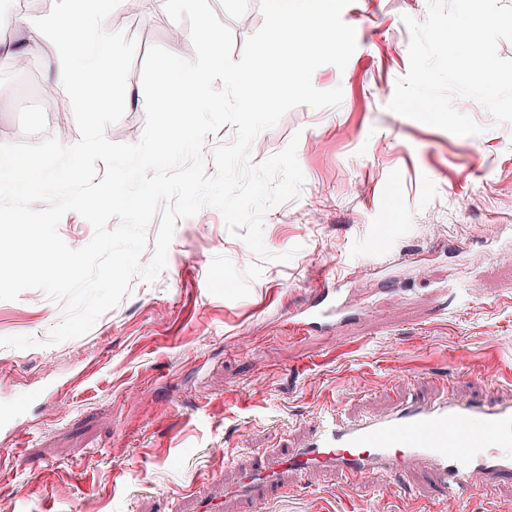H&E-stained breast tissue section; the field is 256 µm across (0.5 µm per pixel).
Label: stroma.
Returning a JSON list of instances; mask_svg holds the SVG:
<instances>
[{"instance_id":"stroma-1","label":"stroma","mask_w":512,"mask_h":512,"mask_svg":"<svg viewBox=\"0 0 512 512\" xmlns=\"http://www.w3.org/2000/svg\"><path fill=\"white\" fill-rule=\"evenodd\" d=\"M233 34V59L263 22L260 0H209ZM109 14L114 59L128 90L115 143H136L146 120L141 71L158 45L190 60L187 23L164 0ZM427 0H351L343 21L357 47L345 68L314 72L341 88L334 108L299 105L261 132L259 165L298 138L304 183L264 216L262 260L211 207L178 220L165 269L130 290L83 336L47 344L60 303L37 289L0 301V401H25L16 433H0V512H512V480L480 482L465 505L445 500L425 467L411 493L380 473L346 480L317 469L279 494L244 502L231 489L259 458L279 459L311 437L319 411L389 412L401 398L469 400L512 392V123L477 101L460 113L484 125L457 136L387 108L409 70L403 15ZM0 55V143L49 136L36 111L55 80L32 55ZM290 253L289 261L279 256ZM316 289L339 290L362 315L323 336H293L291 312Z\"/></svg>"}]
</instances>
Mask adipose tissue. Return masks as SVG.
<instances>
[{
	"instance_id": "adipose-tissue-1",
	"label": "adipose tissue",
	"mask_w": 512,
	"mask_h": 512,
	"mask_svg": "<svg viewBox=\"0 0 512 512\" xmlns=\"http://www.w3.org/2000/svg\"><path fill=\"white\" fill-rule=\"evenodd\" d=\"M111 7L112 0H83L75 11H52L20 20L31 32V49L50 48L55 78L67 89L72 102L95 112L110 111L111 102L89 83V76L102 71L110 87L126 85L124 72L110 64L120 41L106 25Z\"/></svg>"
}]
</instances>
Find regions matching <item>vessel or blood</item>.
<instances>
[{
  "mask_svg": "<svg viewBox=\"0 0 512 512\" xmlns=\"http://www.w3.org/2000/svg\"><path fill=\"white\" fill-rule=\"evenodd\" d=\"M353 315L340 299L323 298L294 312L291 324L302 336L340 326ZM413 461L427 463L443 499L459 504L475 495L476 474L512 479V402L497 395L464 403L412 398L390 413L354 420L326 410L304 447L259 460L234 492L245 497L260 484L279 487L288 473L317 467L351 476L377 470L397 484Z\"/></svg>",
  "mask_w": 512,
  "mask_h": 512,
  "instance_id": "obj_1",
  "label": "vessel or blood"
}]
</instances>
